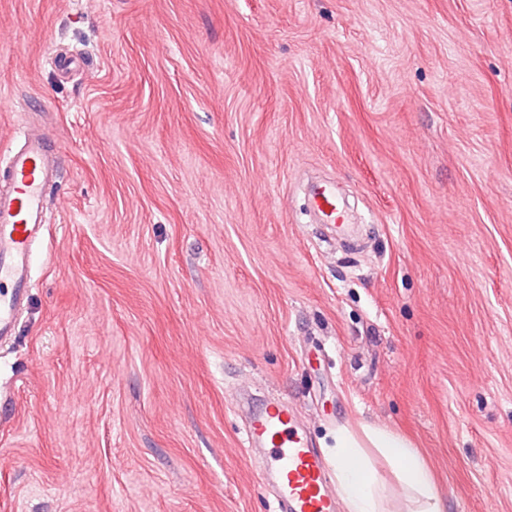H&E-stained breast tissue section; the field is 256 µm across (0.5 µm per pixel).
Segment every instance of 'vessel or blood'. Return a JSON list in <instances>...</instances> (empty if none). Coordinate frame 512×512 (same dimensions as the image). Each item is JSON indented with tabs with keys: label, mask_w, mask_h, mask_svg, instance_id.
<instances>
[{
	"label": "vessel or blood",
	"mask_w": 512,
	"mask_h": 512,
	"mask_svg": "<svg viewBox=\"0 0 512 512\" xmlns=\"http://www.w3.org/2000/svg\"><path fill=\"white\" fill-rule=\"evenodd\" d=\"M20 144L0 156V342L16 334V320L28 300L34 247L45 237L47 190L57 168L44 133L22 131ZM312 205L327 223H349L327 184ZM246 446L262 445L265 468L275 480L280 512H340L329 474L287 400L277 399L249 413Z\"/></svg>",
	"instance_id": "b4317fda"
}]
</instances>
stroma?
<instances>
[{
	"label": "stroma",
	"mask_w": 512,
	"mask_h": 512,
	"mask_svg": "<svg viewBox=\"0 0 512 512\" xmlns=\"http://www.w3.org/2000/svg\"><path fill=\"white\" fill-rule=\"evenodd\" d=\"M2 97L0 153L40 127L59 175L0 347V512H275L240 390L512 512V0H0ZM312 205L328 224L350 223L347 212L342 209L336 199V188L332 184H326L316 190L312 196Z\"/></svg>",
	"instance_id": "1"
}]
</instances>
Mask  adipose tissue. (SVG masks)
<instances>
[{"label":"adipose tissue","mask_w":512,"mask_h":512,"mask_svg":"<svg viewBox=\"0 0 512 512\" xmlns=\"http://www.w3.org/2000/svg\"><path fill=\"white\" fill-rule=\"evenodd\" d=\"M331 437L324 457L346 512H443L437 476L411 438L370 423Z\"/></svg>","instance_id":"obj_1"}]
</instances>
